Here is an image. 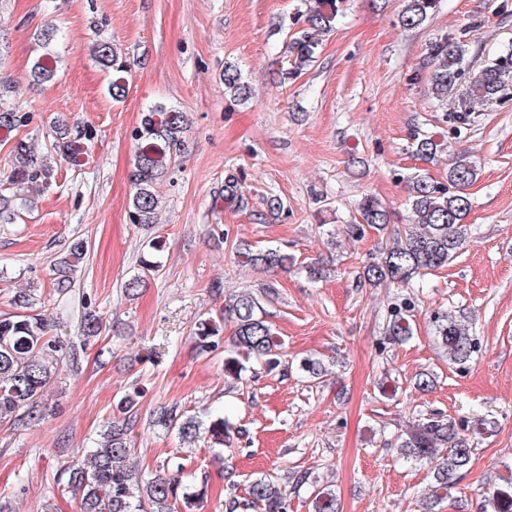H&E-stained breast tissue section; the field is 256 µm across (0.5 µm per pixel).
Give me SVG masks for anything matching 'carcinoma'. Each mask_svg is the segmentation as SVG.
Here are the masks:
<instances>
[{"label": "carcinoma", "mask_w": 512, "mask_h": 512, "mask_svg": "<svg viewBox=\"0 0 512 512\" xmlns=\"http://www.w3.org/2000/svg\"><path fill=\"white\" fill-rule=\"evenodd\" d=\"M438 0H404L400 22L406 28L422 25L436 11ZM338 15L337 0H319L311 8L307 24L309 30L292 42L287 67L281 70V79L296 77L316 54L318 36L331 28ZM92 51L96 61L112 70L109 90L112 98L125 97L126 82L122 74L130 64L120 58L109 43L97 41ZM465 44L444 35L428 48L432 67L430 94L439 102L465 79ZM54 64L39 59L30 70L35 83L48 82L55 76ZM224 91L231 96H242L246 85L241 73L232 67L224 69ZM512 96V52H507L486 65L463 89V102L477 100L494 104ZM32 122V114L13 107L0 105V142L7 143L21 129ZM186 118L183 113L157 103L141 113L140 121L132 131L134 164L130 173L133 188L129 221L149 226L157 221L160 200L155 190L158 181L165 178L176 157L185 147ZM53 149L73 167L80 166L85 142L94 132L84 126L75 136L60 127L55 131ZM416 154L432 162L439 144L432 137L414 133ZM11 182L19 186L41 184L48 188L55 181L54 166L38 158L30 146L16 142L11 150ZM477 169L460 158L448 167V180L437 182L424 174L406 180L411 224L405 228V237L397 238L382 249L380 256L364 267V278L371 285L397 284L407 288L435 270L448 265L465 247L469 225L466 219L471 211L467 189L476 181ZM224 202L230 207L242 208L245 198L240 191L239 179L229 174L222 189ZM361 223L351 224V235L365 233L364 225L384 231L390 224L386 206L377 198L366 196L359 203ZM238 263L264 272L288 269L293 257L277 247L255 249L248 243L235 248ZM86 244L74 242L68 253L53 264L50 288L58 295L71 291L73 271L84 259ZM140 265L150 274L163 268L158 247L151 243L143 253ZM24 312L0 317V422L14 425L29 424L41 414L45 389L63 362L77 361L72 344L54 333V324L38 313L41 292L35 286L17 296ZM414 305L406 300L389 310L385 339L390 344H403L413 335L412 311ZM222 314L233 319L234 336L230 343L262 367L273 370L281 365L280 344L259 298L242 291L225 303ZM103 320L96 310L85 305L81 316L80 333L90 340L101 335ZM193 338L197 347L207 353L217 351L221 344V330L213 319L196 323ZM434 339L438 348L452 364L464 365L477 352L478 344L469 326L450 312H439L434 317ZM300 369L313 380L328 375V369L318 359L306 358ZM137 400L133 395L122 397L112 421L108 422L95 445L86 449L81 460L65 469L68 474L62 490L72 489L79 495V512H179L178 478L185 473L182 463L174 461L175 475L168 478L153 472H140L129 466L133 448V433L137 426ZM152 425L166 431H175L183 439L193 438L201 426L194 416H186L175 404L160 406L153 412ZM400 458L424 463L432 469L433 483L423 493V512H433L435 505L452 496V490L468 471L472 462V441L469 426L459 424L442 414L422 417L394 439ZM492 512H512V491L494 489L489 495ZM309 512H339L336 495L326 487H318L311 494ZM240 508L257 512H287V494L279 481L262 475L250 481L246 496L232 498L227 512Z\"/></svg>", "instance_id": "carcinoma-1"}]
</instances>
